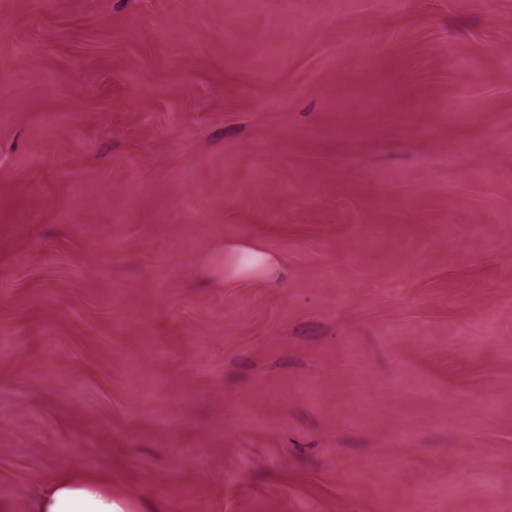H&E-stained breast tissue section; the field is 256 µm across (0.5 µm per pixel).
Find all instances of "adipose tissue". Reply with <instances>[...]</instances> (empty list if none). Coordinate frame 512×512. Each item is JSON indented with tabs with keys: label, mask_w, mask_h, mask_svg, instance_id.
<instances>
[{
	"label": "adipose tissue",
	"mask_w": 512,
	"mask_h": 512,
	"mask_svg": "<svg viewBox=\"0 0 512 512\" xmlns=\"http://www.w3.org/2000/svg\"><path fill=\"white\" fill-rule=\"evenodd\" d=\"M281 261L249 245L224 250V275L229 279L266 278L279 274ZM31 512H128L112 495L111 483L59 475L45 483L35 496Z\"/></svg>",
	"instance_id": "obj_1"
}]
</instances>
